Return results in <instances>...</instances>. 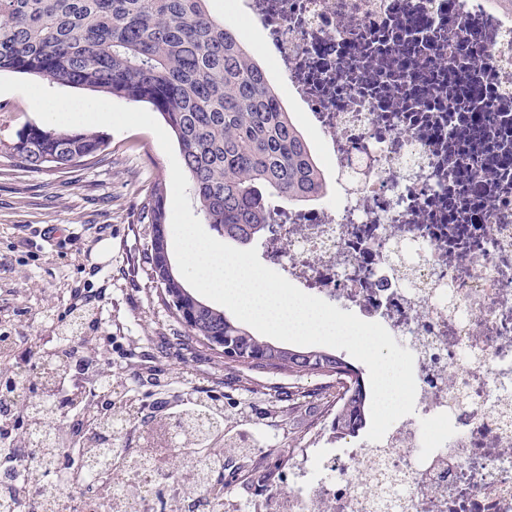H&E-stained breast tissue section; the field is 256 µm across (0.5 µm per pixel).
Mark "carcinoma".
Here are the masks:
<instances>
[{
  "instance_id": "1",
  "label": "carcinoma",
  "mask_w": 512,
  "mask_h": 512,
  "mask_svg": "<svg viewBox=\"0 0 512 512\" xmlns=\"http://www.w3.org/2000/svg\"><path fill=\"white\" fill-rule=\"evenodd\" d=\"M211 0H0V72L47 76L72 87L113 97L147 102L174 134L189 173L192 198L205 223L224 238L247 245L276 234L280 211L269 199L304 205L325 194L319 162L292 113L263 66L236 29L214 15ZM106 139L96 133L28 125L10 147L15 166L39 173L46 168L84 167L97 161ZM142 216L151 226L147 248L150 276L163 300L187 332L185 338L211 352L216 340L229 338L238 349L227 364L271 373H307L336 380L338 400L332 429L344 434L361 430L367 394L357 372L328 351L295 349L263 341L233 316L198 299L170 261L168 193L163 180L152 185ZM93 311L83 309L57 328V352L40 355L47 376L29 381L24 401L16 396L18 369L0 366V395L14 406L17 444L42 434L58 421L56 381L79 370L85 379L104 380L99 364L85 362L93 340L83 334ZM77 403L89 425L74 423L36 448L41 466L28 472L40 492L41 507L54 512L56 490L44 475L66 465L68 441L87 450V481L112 466L113 448L102 435L116 436L112 426L127 421L131 406L100 399ZM224 407L213 397L154 421L152 432L174 430L189 452L183 469L191 474L181 505L200 508L212 470L197 468L195 448L223 440L222 451L251 450L244 433L224 434Z\"/></svg>"
}]
</instances>
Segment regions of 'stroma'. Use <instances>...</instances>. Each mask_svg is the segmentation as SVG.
I'll list each match as a JSON object with an SVG mask.
<instances>
[{"mask_svg": "<svg viewBox=\"0 0 512 512\" xmlns=\"http://www.w3.org/2000/svg\"><path fill=\"white\" fill-rule=\"evenodd\" d=\"M28 99L0 94V143L38 123ZM109 146L100 163L33 173L0 153V335L18 337L17 363L26 390L34 366L24 352L54 349L55 330L80 308L94 312V334L115 387L135 406L153 403V386L139 371L159 370L169 398L198 389L219 397L228 411L245 407L261 445L238 468L229 512H268L287 491L291 460L317 448H337L330 429L335 381L260 370L225 369L222 358L186 344L144 270L149 227L140 203L155 180H170V161L146 129H105ZM110 242V257L98 256Z\"/></svg>", "mask_w": 512, "mask_h": 512, "instance_id": "obj_1", "label": "stroma"}]
</instances>
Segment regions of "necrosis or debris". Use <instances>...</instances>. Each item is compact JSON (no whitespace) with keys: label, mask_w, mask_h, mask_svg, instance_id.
<instances>
[{"label":"necrosis or debris","mask_w":512,"mask_h":512,"mask_svg":"<svg viewBox=\"0 0 512 512\" xmlns=\"http://www.w3.org/2000/svg\"><path fill=\"white\" fill-rule=\"evenodd\" d=\"M283 107L319 133L330 202L289 208L268 260L414 356L415 411L378 456L289 470L283 512H512V11L492 0H241ZM415 246L407 267L395 250ZM170 432L123 474L158 502Z\"/></svg>","instance_id":"1"}]
</instances>
